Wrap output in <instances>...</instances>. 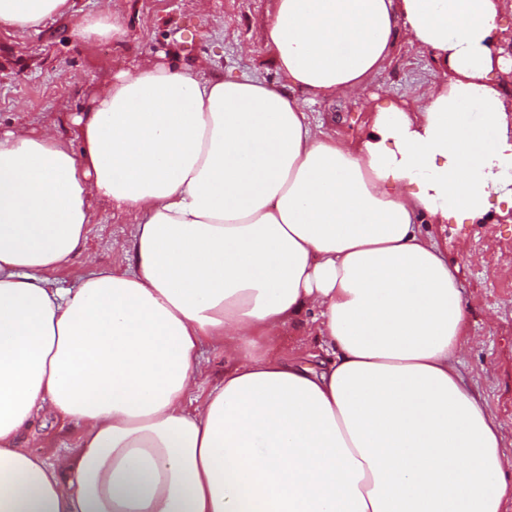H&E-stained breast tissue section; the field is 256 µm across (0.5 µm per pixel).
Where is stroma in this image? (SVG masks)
I'll use <instances>...</instances> for the list:
<instances>
[{
  "label": "stroma",
  "mask_w": 512,
  "mask_h": 512,
  "mask_svg": "<svg viewBox=\"0 0 512 512\" xmlns=\"http://www.w3.org/2000/svg\"><path fill=\"white\" fill-rule=\"evenodd\" d=\"M125 19L122 36L83 41L74 19L48 20L26 39L0 29V130L19 124L52 128L75 144L72 122L92 101L104 78L135 70L143 57L194 65L209 76L259 78L280 84L273 53L262 39L271 0H115ZM438 73L431 52L396 42L361 98L309 103L312 124L349 144H360L375 117L376 98L402 100L425 89ZM449 262L460 267V288L472 342L462 371L487 398L504 424L505 451L512 455V221L489 213L476 224H428ZM124 215L104 200L91 203L90 232L69 263L51 272L61 287L77 285L88 260L115 263L116 239L129 237ZM76 426L41 417L32 435L44 454L73 446Z\"/></svg>",
  "instance_id": "1"
}]
</instances>
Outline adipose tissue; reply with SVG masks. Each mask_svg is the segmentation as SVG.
I'll return each mask as SVG.
<instances>
[{"label":"adipose tissue","instance_id":"obj_1","mask_svg":"<svg viewBox=\"0 0 512 512\" xmlns=\"http://www.w3.org/2000/svg\"><path fill=\"white\" fill-rule=\"evenodd\" d=\"M505 9L273 0L281 87L148 58L74 116L79 151L0 134V512H505L457 271L420 230L512 205ZM72 15L122 33L112 0H0L21 39ZM399 38L433 52L430 89L379 104L359 147L313 128L303 101L362 95ZM94 198L133 222L124 262L60 287ZM288 330L318 352L281 351ZM206 345L224 375L196 402ZM47 413L80 431L51 458L21 445Z\"/></svg>","mask_w":512,"mask_h":512}]
</instances>
